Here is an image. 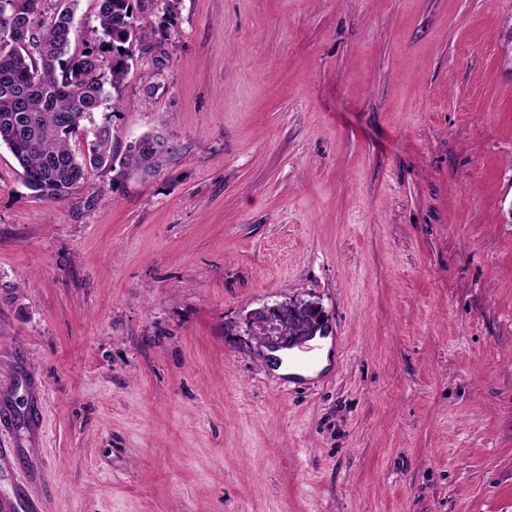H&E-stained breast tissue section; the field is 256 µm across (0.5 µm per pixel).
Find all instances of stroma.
<instances>
[{
  "label": "stroma",
  "mask_w": 512,
  "mask_h": 512,
  "mask_svg": "<svg viewBox=\"0 0 512 512\" xmlns=\"http://www.w3.org/2000/svg\"><path fill=\"white\" fill-rule=\"evenodd\" d=\"M58 202L0 146V448L47 512H512V0H181ZM155 80H148V73ZM322 306L275 373L252 313Z\"/></svg>",
  "instance_id": "1"
}]
</instances>
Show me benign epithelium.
<instances>
[{"instance_id": "7a95c632", "label": "benign epithelium", "mask_w": 512, "mask_h": 512, "mask_svg": "<svg viewBox=\"0 0 512 512\" xmlns=\"http://www.w3.org/2000/svg\"><path fill=\"white\" fill-rule=\"evenodd\" d=\"M309 311L305 314L290 315L283 318L282 305L264 306L253 313L252 321L260 322L267 329L269 336L263 344L272 350L289 349L304 344L322 330L324 315L317 303L308 304ZM288 321L290 330L283 332V321Z\"/></svg>"}]
</instances>
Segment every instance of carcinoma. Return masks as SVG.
<instances>
[{"instance_id":"1","label":"carcinoma","mask_w":512,"mask_h":512,"mask_svg":"<svg viewBox=\"0 0 512 512\" xmlns=\"http://www.w3.org/2000/svg\"><path fill=\"white\" fill-rule=\"evenodd\" d=\"M77 2L0 0V145L27 187L49 201L92 170H110L114 180L155 175L174 152L164 136L145 133L119 157L107 120L84 153L73 148L82 123L105 101H119L135 53L162 46L150 17L132 12L133 0H98L91 38L72 47Z\"/></svg>"}]
</instances>
